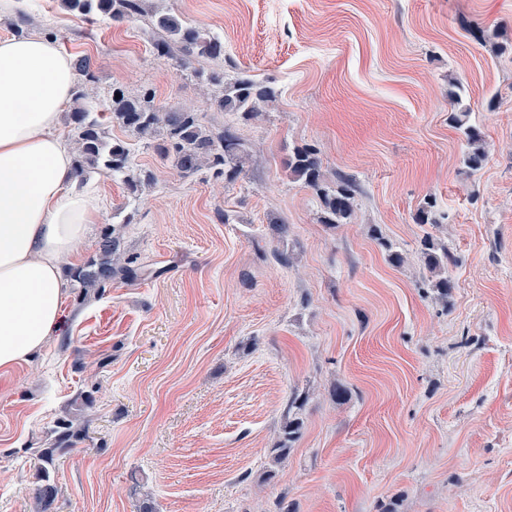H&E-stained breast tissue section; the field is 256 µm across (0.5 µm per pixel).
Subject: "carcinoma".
I'll list each match as a JSON object with an SVG mask.
<instances>
[{
  "mask_svg": "<svg viewBox=\"0 0 512 512\" xmlns=\"http://www.w3.org/2000/svg\"><path fill=\"white\" fill-rule=\"evenodd\" d=\"M66 10L75 15L88 17L103 15L114 21L129 20L140 12L141 0H62ZM157 25L168 38L154 43L158 56L176 60L178 66L191 68L194 56L220 58L224 56V43L203 34L194 27L183 25L175 16L162 13L157 17ZM210 84H224L218 106L226 112L239 113L251 118L261 111L262 105L273 102L279 91L266 84L257 83L247 76L232 81L212 73L206 77ZM110 103V118L125 131L138 136L162 133L156 144L161 159L174 166L185 178H191L207 170L216 178L226 174L231 176L239 171V163L245 154L244 144L231 128L210 131L199 123L197 112L191 108L164 110L155 104L154 94L146 90L136 96H129L120 88L113 91ZM458 109L450 116L451 122L463 136L466 149L462 162L471 172L483 168L488 154L482 131L470 123V108L461 106L462 96L451 93ZM74 107L70 112L72 137L76 146L77 159L73 166V176L84 183L91 172L125 176V184L130 193L141 190L146 179L127 174L130 153L121 140H108L104 123L92 116L93 97L79 86L73 92ZM290 175L312 189L323 206L322 223L348 224L355 214L357 186L350 178H342L331 184L322 169V160L316 149L300 147L288 159ZM436 200L429 198L418 213L417 223L437 224L434 208ZM424 255L428 266L437 270L453 261L448 249L437 245L427 237L423 241ZM70 276L85 293H96L112 282L128 283L136 277L134 270L122 262L119 239L109 233L102 235L96 256L83 265L70 269ZM303 421L290 418L283 427V440L273 449L274 459L280 461L288 453L289 443L299 438ZM87 439V429L73 422L65 424L59 441L70 447ZM31 459L40 473L42 485L37 489L35 501L37 512H47L57 495V487L50 479V469L54 465L55 449L31 448Z\"/></svg>",
  "mask_w": 512,
  "mask_h": 512,
  "instance_id": "1",
  "label": "carcinoma"
}]
</instances>
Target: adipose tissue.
<instances>
[{"instance_id": "1", "label": "adipose tissue", "mask_w": 512, "mask_h": 512, "mask_svg": "<svg viewBox=\"0 0 512 512\" xmlns=\"http://www.w3.org/2000/svg\"><path fill=\"white\" fill-rule=\"evenodd\" d=\"M74 69L46 37L0 38V371L31 360L62 325V266L97 206L75 187L60 116Z\"/></svg>"}]
</instances>
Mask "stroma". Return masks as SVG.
Listing matches in <instances>:
<instances>
[{"label": "stroma", "instance_id": "obj_1", "mask_svg": "<svg viewBox=\"0 0 512 512\" xmlns=\"http://www.w3.org/2000/svg\"><path fill=\"white\" fill-rule=\"evenodd\" d=\"M22 13L88 61L99 104L148 88L246 153L238 176L185 179L107 125L155 181L90 174L78 259L111 231L137 278L71 283L60 334L0 375V512H34L27 450L76 414L89 438L58 455L49 512H512V0H143L122 22L20 0L0 37ZM161 13L223 42L197 69L279 97L249 120L217 109L221 87L154 54ZM458 82L489 153L473 175L448 120ZM305 146L356 181L351 223H321L291 178ZM430 195L443 219L417 223ZM428 236L455 259L444 301ZM292 415L302 434L273 462Z\"/></svg>", "mask_w": 512, "mask_h": 512}]
</instances>
